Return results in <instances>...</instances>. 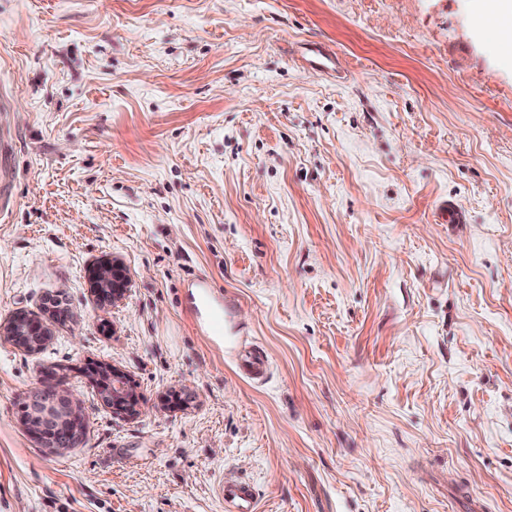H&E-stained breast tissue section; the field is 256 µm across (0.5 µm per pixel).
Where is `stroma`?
<instances>
[{
    "instance_id": "obj_1",
    "label": "stroma",
    "mask_w": 512,
    "mask_h": 512,
    "mask_svg": "<svg viewBox=\"0 0 512 512\" xmlns=\"http://www.w3.org/2000/svg\"><path fill=\"white\" fill-rule=\"evenodd\" d=\"M200 275L242 345L201 333ZM20 311L51 337L0 338V512H224L228 473L259 512H512V59L473 0H0ZM46 377L75 448L25 426ZM129 285V278L123 268L110 261L96 265L91 272V289L97 295H106L103 304L121 299ZM239 369L247 379L259 382L267 376L268 363L262 355L252 354L241 359ZM106 372L112 380L105 390L107 402L129 413H137L140 407V398L136 390L129 384L127 377L115 368H112V372Z\"/></svg>"
}]
</instances>
